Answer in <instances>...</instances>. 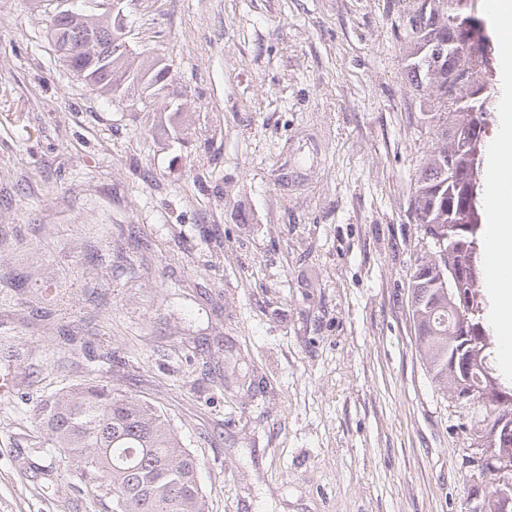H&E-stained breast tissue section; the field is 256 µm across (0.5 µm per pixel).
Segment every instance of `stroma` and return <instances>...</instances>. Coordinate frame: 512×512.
Here are the masks:
<instances>
[{"label":"stroma","mask_w":512,"mask_h":512,"mask_svg":"<svg viewBox=\"0 0 512 512\" xmlns=\"http://www.w3.org/2000/svg\"><path fill=\"white\" fill-rule=\"evenodd\" d=\"M419 0H125L186 106L89 90L56 0H0V512H106L33 423L88 380L162 411L208 512H468V407L418 352ZM490 41L500 144L501 28Z\"/></svg>","instance_id":"obj_1"}]
</instances>
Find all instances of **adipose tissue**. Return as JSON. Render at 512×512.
<instances>
[{
  "mask_svg": "<svg viewBox=\"0 0 512 512\" xmlns=\"http://www.w3.org/2000/svg\"><path fill=\"white\" fill-rule=\"evenodd\" d=\"M493 228L487 239V270L489 286L499 305L512 307V263L503 257L512 254V208H503L500 201L490 199Z\"/></svg>",
  "mask_w": 512,
  "mask_h": 512,
  "instance_id": "adipose-tissue-1",
  "label": "adipose tissue"
}]
</instances>
